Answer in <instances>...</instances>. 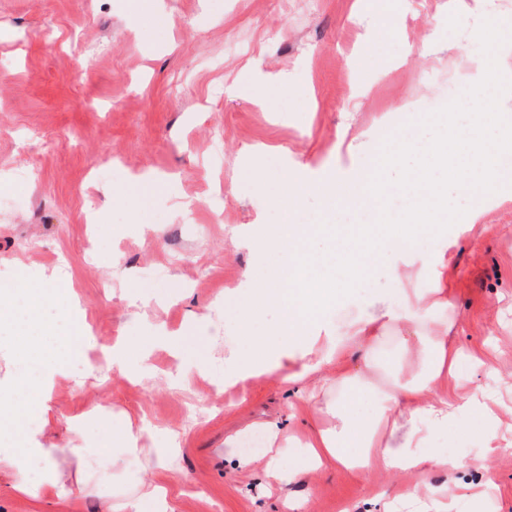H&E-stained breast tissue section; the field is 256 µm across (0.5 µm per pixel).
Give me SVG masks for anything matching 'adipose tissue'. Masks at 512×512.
Returning <instances> with one entry per match:
<instances>
[{"label": "adipose tissue", "mask_w": 512, "mask_h": 512, "mask_svg": "<svg viewBox=\"0 0 512 512\" xmlns=\"http://www.w3.org/2000/svg\"><path fill=\"white\" fill-rule=\"evenodd\" d=\"M512 100L472 108L455 124L427 113L406 118L380 147L370 167L349 182L317 185L296 182L282 171L271 195L283 215H291L306 195L315 194L357 224L258 225L242 244L258 258L239 291V342L224 356L225 384L278 376L281 383L309 393L320 423L307 441L270 428L261 453L239 456L241 467L263 464L270 481L283 473L304 481L326 464H336L359 479L379 465L396 476L411 477L405 499L420 502L422 512H454L447 487L419 486L418 477L451 473L463 463L428 445L430 433L456 429L461 413L474 422L495 420L493 402L478 392H463V356L449 337L454 288L447 267H440L433 288L410 287L398 260L420 249L428 233L444 224L456 198L478 204L499 186L512 184ZM389 267L393 289L374 297L360 317L332 327L322 317L325 305L351 289L371 283ZM56 273L32 280L19 275L10 293L19 300L12 320L24 326L39 313L64 320L79 317L76 303L56 298ZM275 328L254 333L267 314ZM156 344L182 348L184 339L164 329L129 338L110 349L106 363L125 373L141 365ZM83 339L70 337L65 357L35 354L36 375L20 374L0 406L25 400L29 392L49 389L63 371V358L82 353ZM13 439L0 448V466L24 493L61 499L67 488L53 476V449L33 445L34 432L18 421L0 418V436ZM103 512H173L166 490L139 481L135 490L105 504Z\"/></svg>", "instance_id": "1"}]
</instances>
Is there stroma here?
I'll use <instances>...</instances> for the list:
<instances>
[{
  "mask_svg": "<svg viewBox=\"0 0 512 512\" xmlns=\"http://www.w3.org/2000/svg\"><path fill=\"white\" fill-rule=\"evenodd\" d=\"M492 5L512 12V0H0V194L18 200L0 209V286L58 267L88 351L160 325L188 338L178 354L153 347L155 375L140 383L74 365L57 378L48 416L32 409L24 422L54 448V473L71 493H22L1 472L0 512H101L141 479L165 486L175 512H287V494L298 512H341L348 502L382 512V494L401 479L378 468L356 482L328 464L281 488L267 486L262 465L237 467L227 435L272 422L304 440L316 428L312 407L271 376L216 388L198 364L222 371L224 348L237 341L224 297L256 262L236 246L238 232L281 221L254 172L344 182L403 112L512 97L507 81L492 94L476 77L451 94L438 86L478 58ZM106 157L112 168L97 178L93 164ZM22 169L24 183L14 178ZM142 173L165 182L144 195L132 182ZM443 259L456 293L451 338L490 353L465 388L511 404L512 186L480 208L454 206L409 259L415 287L431 288ZM130 288L143 308L127 305ZM94 405L104 417L81 421ZM116 415L153 429L148 449L119 469L107 441ZM170 429L178 452L157 462ZM429 444L464 466L430 473L428 484H486L456 512H512V423L474 429L465 416Z\"/></svg>",
  "mask_w": 512,
  "mask_h": 512,
  "instance_id": "stroma-1",
  "label": "stroma"
}]
</instances>
